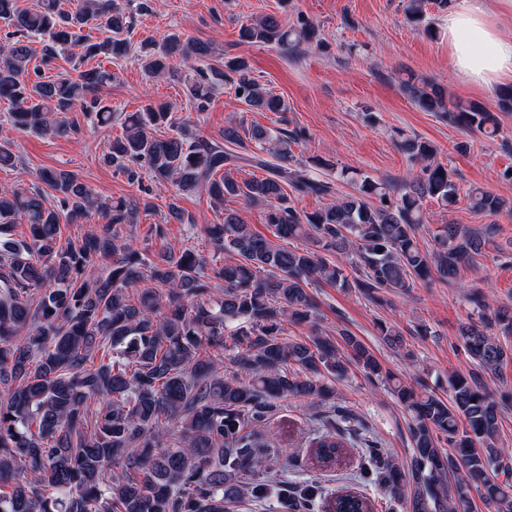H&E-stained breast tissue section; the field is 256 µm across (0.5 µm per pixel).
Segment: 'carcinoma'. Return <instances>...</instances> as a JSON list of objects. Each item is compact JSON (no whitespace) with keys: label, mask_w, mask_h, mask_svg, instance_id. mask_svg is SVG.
Listing matches in <instances>:
<instances>
[{"label":"carcinoma","mask_w":512,"mask_h":512,"mask_svg":"<svg viewBox=\"0 0 512 512\" xmlns=\"http://www.w3.org/2000/svg\"><path fill=\"white\" fill-rule=\"evenodd\" d=\"M404 13L420 25L424 0H406ZM0 20L12 27L0 46V100L11 104L12 125L44 137L75 134L59 115L78 103L98 123L112 122V107L96 92L116 75L89 62L129 54L124 34L133 15L123 0H80L72 12L59 0H41L34 10L0 0ZM94 21L103 36L92 41L83 29ZM33 36L46 39L47 66L66 47H83L77 75L43 79L30 67ZM239 37L286 50L322 44L302 17L291 27L273 15L252 18ZM214 56L208 43L174 33L160 46L142 45L136 60L162 79L179 59L190 70L184 81L198 113L224 80L250 111H288L248 60L226 58L218 67L207 62ZM400 87L421 110L474 135H497L499 113L512 112V91L493 110L454 101L411 75ZM164 126L173 133L160 137ZM303 140L297 128L242 122L225 127L219 141L205 140L167 102L125 115L102 160L133 185L145 172L171 184L174 220L183 221L178 199L191 193L215 206L263 208L272 240L231 208L223 223L204 225L229 262L192 245L146 256L127 239L140 211L156 204L102 199L69 170L42 169L43 189H0V512H226L245 492L275 512H374L365 492L328 493L322 484V473L357 443L365 449L359 479L397 501L409 495L410 512H469L473 491L492 512H512V450L497 445L512 388L495 394L483 377L512 364V344L504 341L512 311L493 308L480 289L468 293L477 321L460 326L455 349L478 371L449 374L448 401L419 377L383 369L350 334L342 346L318 332L286 335L288 324L315 323L309 284L348 288L382 306L418 280H456L497 247V228L441 224L431 247L420 245L424 201L448 207L460 197L455 170L437 160L429 140L399 135V148L417 165L410 178L362 176L344 196L307 166L290 167ZM244 162L263 174L237 179ZM307 195L328 202L314 212L298 209L295 200ZM465 197L488 216L512 207L482 188ZM93 212L105 219L99 230L61 244V221L76 224ZM19 224L28 231L22 238L13 233ZM352 362L405 412L410 466L402 470L377 436L339 408L308 440L309 477L285 479L294 455L268 439L279 401L329 398L326 380L346 376Z\"/></svg>","instance_id":"carcinoma-1"}]
</instances>
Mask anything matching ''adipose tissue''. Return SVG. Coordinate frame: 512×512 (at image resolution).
Returning a JSON list of instances; mask_svg holds the SVG:
<instances>
[{
  "instance_id": "obj_1",
  "label": "adipose tissue",
  "mask_w": 512,
  "mask_h": 512,
  "mask_svg": "<svg viewBox=\"0 0 512 512\" xmlns=\"http://www.w3.org/2000/svg\"><path fill=\"white\" fill-rule=\"evenodd\" d=\"M447 32L454 67L465 80L486 87L512 81V37L502 35L486 0H453Z\"/></svg>"
}]
</instances>
